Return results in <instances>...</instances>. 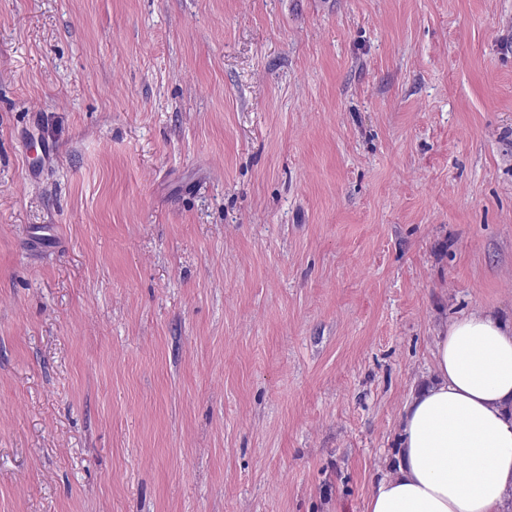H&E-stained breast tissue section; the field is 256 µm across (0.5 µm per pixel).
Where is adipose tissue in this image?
Listing matches in <instances>:
<instances>
[{
    "instance_id": "1",
    "label": "adipose tissue",
    "mask_w": 512,
    "mask_h": 512,
    "mask_svg": "<svg viewBox=\"0 0 512 512\" xmlns=\"http://www.w3.org/2000/svg\"><path fill=\"white\" fill-rule=\"evenodd\" d=\"M407 404L394 472L367 512H505L512 503V325L479 309L437 338Z\"/></svg>"
}]
</instances>
